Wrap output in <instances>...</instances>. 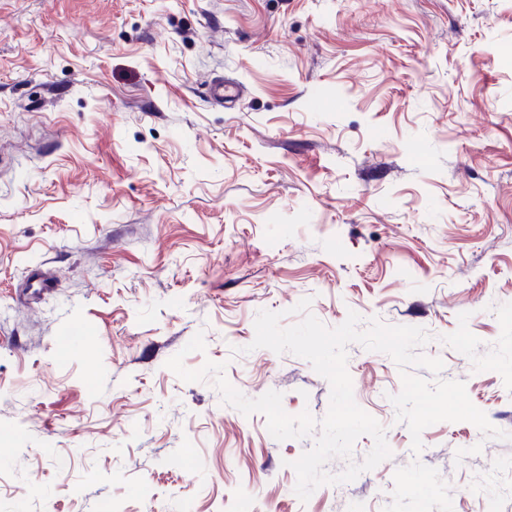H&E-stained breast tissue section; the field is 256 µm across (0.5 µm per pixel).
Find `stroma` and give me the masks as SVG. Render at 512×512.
<instances>
[{"mask_svg":"<svg viewBox=\"0 0 512 512\" xmlns=\"http://www.w3.org/2000/svg\"><path fill=\"white\" fill-rule=\"evenodd\" d=\"M305 298L424 328L508 439L413 453L399 367L352 344L391 456L300 500L314 437L166 363L203 334L187 368L323 419L311 363L251 347ZM1 430L0 512H512V0H0Z\"/></svg>","mask_w":512,"mask_h":512,"instance_id":"stroma-1","label":"stroma"}]
</instances>
